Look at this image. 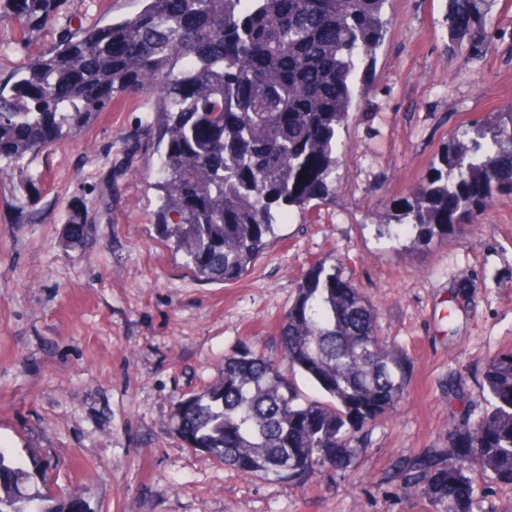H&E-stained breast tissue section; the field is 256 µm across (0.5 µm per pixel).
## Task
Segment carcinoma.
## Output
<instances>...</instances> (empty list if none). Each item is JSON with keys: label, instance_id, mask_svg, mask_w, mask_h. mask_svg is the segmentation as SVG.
I'll return each instance as SVG.
<instances>
[{"label": "carcinoma", "instance_id": "cac0c4a2", "mask_svg": "<svg viewBox=\"0 0 512 512\" xmlns=\"http://www.w3.org/2000/svg\"><path fill=\"white\" fill-rule=\"evenodd\" d=\"M140 2L128 17L65 32L0 82V179L28 180L27 157L66 143L116 99L148 93L158 225L198 278L234 282L275 240L283 216L331 199L338 133L360 108L357 77L385 40L391 0ZM494 2L446 0L452 40L487 41ZM59 3L0 0V17L37 29L55 20ZM507 195L512 107L457 130L377 232L406 228L427 245ZM66 224L70 241L89 238L81 215ZM278 337L280 360L247 347L224 355L214 382L176 402L175 429L244 475L305 486L327 468L351 467L363 428L397 410L408 364L336 264L305 274ZM298 374L327 400L304 398ZM480 387L484 411L451 419L445 447L401 460L396 491L433 512H469L494 487L512 486V350L486 361ZM35 477L0 450V512H84L78 490L57 503L22 494Z\"/></svg>", "mask_w": 512, "mask_h": 512}]
</instances>
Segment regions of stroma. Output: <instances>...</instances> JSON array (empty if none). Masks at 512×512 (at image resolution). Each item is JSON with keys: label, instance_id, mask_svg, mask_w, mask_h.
<instances>
[{"label": "stroma", "instance_id": "obj_1", "mask_svg": "<svg viewBox=\"0 0 512 512\" xmlns=\"http://www.w3.org/2000/svg\"><path fill=\"white\" fill-rule=\"evenodd\" d=\"M136 0H62L53 26L18 45L0 20V77L69 29L134 13ZM444 0H394L383 45L358 82L365 103L341 128L331 201L291 213L248 273L208 282L157 225L152 148H132L148 96L113 104L30 159L36 178L0 181V448L39 462V486L80 489L88 512H432L382 493L398 460L445 443L448 419L485 408L486 360L512 349V197L425 246L378 236L451 133L512 106V0H496L481 62L448 49ZM91 226L71 242L65 219ZM343 261L406 354L398 411L362 432L345 472L297 487L248 477L186 446L178 398L218 377L225 354L278 355L276 327L303 275ZM462 383L466 399L448 393Z\"/></svg>", "mask_w": 512, "mask_h": 512}]
</instances>
